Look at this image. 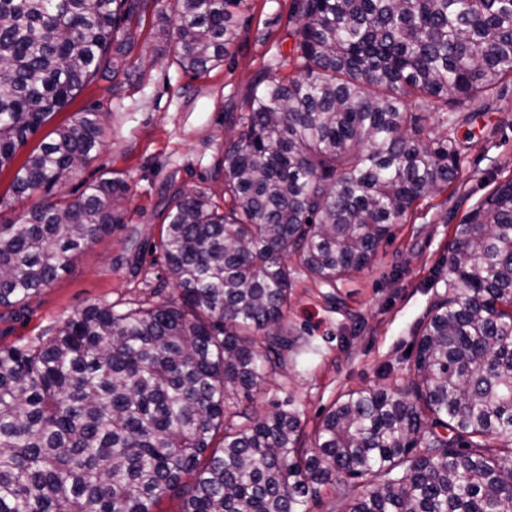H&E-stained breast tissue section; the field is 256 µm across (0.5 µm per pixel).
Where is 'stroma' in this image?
I'll return each mask as SVG.
<instances>
[{"label": "stroma", "instance_id": "obj_1", "mask_svg": "<svg viewBox=\"0 0 512 512\" xmlns=\"http://www.w3.org/2000/svg\"><path fill=\"white\" fill-rule=\"evenodd\" d=\"M291 5L292 0H251L224 61L192 76L175 63L166 38L177 26L176 0H152L134 28L124 73L91 83L19 151L26 158L55 128L95 110L105 126L96 160L63 177L54 190L78 196L109 170L126 178L129 191L111 235L77 252L20 316L0 308V346L47 335L92 304L119 310L175 296L156 249L168 203L178 191L221 196L216 167L230 134L224 115L247 112L256 76L288 74L285 58L296 28ZM472 112L471 123L458 131L468 143L460 180L398 225L371 267L332 288L296 275L283 323L285 364L261 390L240 398L241 407L255 416L298 411L303 443L310 448L325 411L342 394L408 384L409 350L447 291L456 224L494 185L512 178V82L492 110L477 104Z\"/></svg>", "mask_w": 512, "mask_h": 512}]
</instances>
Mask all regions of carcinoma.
Wrapping results in <instances>:
<instances>
[{
    "label": "carcinoma",
    "instance_id": "1",
    "mask_svg": "<svg viewBox=\"0 0 512 512\" xmlns=\"http://www.w3.org/2000/svg\"><path fill=\"white\" fill-rule=\"evenodd\" d=\"M152 0H0V171L89 84L118 73ZM249 0H177L172 43L198 76L224 61ZM286 77L228 114L223 207L173 195L158 249L178 299L89 305L47 338L0 347V512H307L338 472L340 512H512V179L454 230L448 294L408 391L335 402L315 446L299 414L231 393L281 364L297 265L336 286L461 175L452 131L512 81V0H293ZM98 112L29 153L14 194L50 192L103 145ZM126 179L45 198L0 224V307L25 308L73 253L112 233ZM243 418L214 438L225 420Z\"/></svg>",
    "mask_w": 512,
    "mask_h": 512
}]
</instances>
